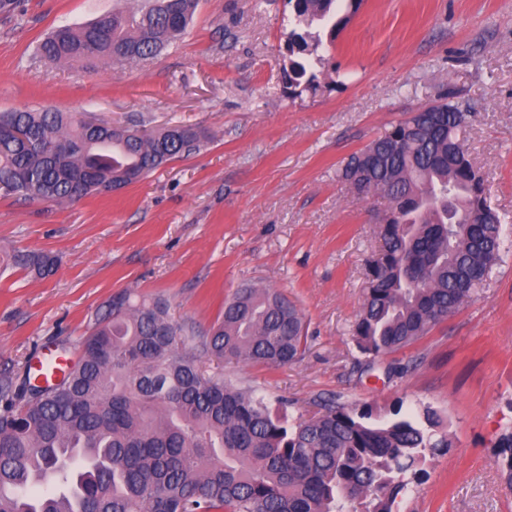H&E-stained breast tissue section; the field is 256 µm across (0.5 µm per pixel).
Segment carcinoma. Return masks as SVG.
<instances>
[{
	"instance_id": "cac0c4a2",
	"label": "carcinoma",
	"mask_w": 512,
	"mask_h": 512,
	"mask_svg": "<svg viewBox=\"0 0 512 512\" xmlns=\"http://www.w3.org/2000/svg\"><path fill=\"white\" fill-rule=\"evenodd\" d=\"M283 75L300 97L321 88L323 40L361 0H288ZM197 0H142L38 46L55 64L153 58L186 30ZM430 119L407 117L353 154L339 178L383 194L382 249L353 326L371 359L399 351L448 318L499 261L504 229L463 143L468 112L449 94ZM181 125L138 131L54 109L0 113V195L73 202L129 186L198 151ZM38 275L54 256L14 253ZM302 316L273 288L247 286L224 302L208 336L172 320L166 302L112 296L81 342V357L38 400L32 385H0V512H393L426 456L448 447L434 427L372 420L329 398L288 419L264 398L207 373L202 359L281 366L306 351ZM512 485V433L499 442Z\"/></svg>"
}]
</instances>
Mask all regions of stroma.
<instances>
[{"label":"stroma","mask_w":512,"mask_h":512,"mask_svg":"<svg viewBox=\"0 0 512 512\" xmlns=\"http://www.w3.org/2000/svg\"><path fill=\"white\" fill-rule=\"evenodd\" d=\"M136 4L16 0L0 12V112L51 107L207 134L196 154L116 193L0 197V381L34 376L45 347L78 359L115 293L167 300L201 337L237 288L267 286L303 313L308 349L284 366H225V380L292 419L320 397L385 419L432 410L448 446L395 512H512L498 448L512 430V0H363L324 46L329 78L299 97L282 79L288 0H198L180 39L140 63L52 65L36 52L56 27ZM448 92L471 109L464 147L507 219L501 259L429 336L372 364L352 329L388 201L337 172ZM16 251L57 263L37 277L3 264Z\"/></svg>","instance_id":"1"}]
</instances>
